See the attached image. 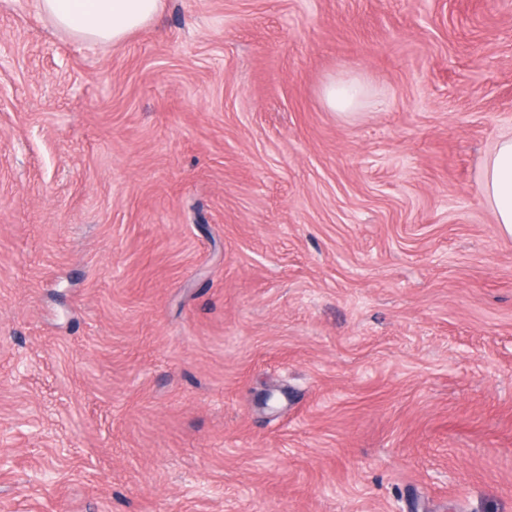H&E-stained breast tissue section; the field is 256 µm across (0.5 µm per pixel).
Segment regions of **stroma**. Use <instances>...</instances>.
Instances as JSON below:
<instances>
[{
	"mask_svg": "<svg viewBox=\"0 0 512 512\" xmlns=\"http://www.w3.org/2000/svg\"><path fill=\"white\" fill-rule=\"evenodd\" d=\"M511 134L512 0H0V512H512ZM55 26L96 44L115 43L153 21L161 0H37ZM361 94V88L356 81H344L336 79L332 81L325 89L324 97L327 105L333 109L345 112L357 104ZM482 190L492 204L496 224L512 235V137H504L485 160Z\"/></svg>",
	"mask_w": 512,
	"mask_h": 512,
	"instance_id": "1",
	"label": "stroma"
}]
</instances>
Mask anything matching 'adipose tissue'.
Listing matches in <instances>:
<instances>
[{
	"label": "adipose tissue",
	"mask_w": 512,
	"mask_h": 512,
	"mask_svg": "<svg viewBox=\"0 0 512 512\" xmlns=\"http://www.w3.org/2000/svg\"><path fill=\"white\" fill-rule=\"evenodd\" d=\"M161 0H38L55 26L96 43H115L153 21ZM482 190L495 221L512 235V137L502 138L485 160Z\"/></svg>",
	"instance_id": "adipose-tissue-1"
}]
</instances>
